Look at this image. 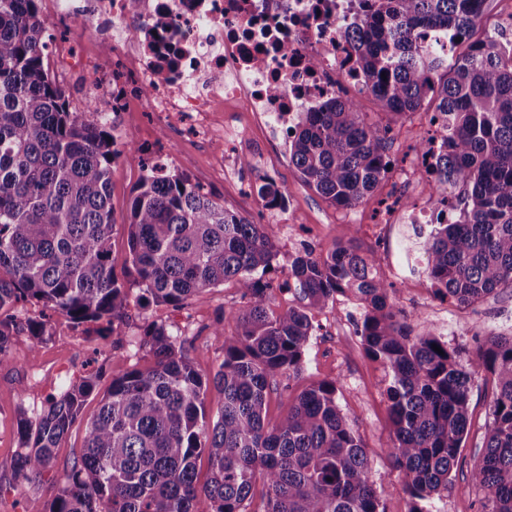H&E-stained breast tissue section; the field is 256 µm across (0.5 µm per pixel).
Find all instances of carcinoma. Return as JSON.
I'll list each match as a JSON object with an SVG mask.
<instances>
[{"mask_svg": "<svg viewBox=\"0 0 512 512\" xmlns=\"http://www.w3.org/2000/svg\"><path fill=\"white\" fill-rule=\"evenodd\" d=\"M487 0H364L356 26V65L367 90L396 120L429 104L443 121L435 164L420 173L433 190L463 188L457 220L434 225L421 242L436 296L474 304L512 284V40L475 37ZM453 36L466 48L448 56ZM48 20L39 0H0V367L25 326L36 352L51 335L44 319H19L40 303L74 324L124 320L136 300L182 307L193 295L235 281L242 308L213 377L194 367L178 333L146 323L137 340L155 362L112 375L86 422L80 457L57 494L26 512H250L256 481L265 512H382L358 430L337 402L338 379L298 394L276 424L266 422L275 387L288 391L310 337L311 312L353 298L357 335L385 370L390 454L403 471L409 512H430L433 495L455 485L470 426L475 379L495 377L485 449L470 470L487 491L481 512H512V334L451 344L435 329L411 335L380 276L375 251L351 227L335 249L288 258L297 305L274 308L265 275L278 251L262 224L224 208L181 173L141 159L127 215V280L113 272L112 150L107 121L71 109L44 50ZM390 127L336 97L294 126L289 153L304 182L332 205L353 209L386 177ZM257 193L284 208L272 181ZM440 347L441 352L434 351ZM89 374L17 418L15 469L28 480L54 466L56 448L96 391ZM224 396L207 419L209 387ZM210 476L197 483V461Z\"/></svg>", "mask_w": 512, "mask_h": 512, "instance_id": "cac0c4a2", "label": "carcinoma"}]
</instances>
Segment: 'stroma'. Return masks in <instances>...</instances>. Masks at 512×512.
<instances>
[{"label":"stroma","instance_id":"35a3bbf8","mask_svg":"<svg viewBox=\"0 0 512 512\" xmlns=\"http://www.w3.org/2000/svg\"><path fill=\"white\" fill-rule=\"evenodd\" d=\"M89 72L62 80L61 86L72 108L83 109L94 82L89 73L100 63H109L113 81L130 83L125 60L114 55L108 43L87 46ZM235 126L239 138L222 137L224 126ZM215 134L204 140L198 137L193 121L167 125L156 113L138 102H131L118 129L119 142H132V149L121 150L113 164L112 267L117 277H124L128 267V250L124 223L132 190L140 177L141 151L170 153L175 157L174 171L188 176L223 202L225 208L238 212L257 223L272 228L278 250V265L270 273L274 281L288 275V258L302 246L315 255L331 251L341 237L344 225H353L358 238L375 248L376 264L388 282L397 289L396 299L412 333L429 327L439 328L445 340L457 343L473 335L512 332V287L498 289L494 295L471 306H457L436 297L426 275L410 271L408 260L414 259L411 247L420 227L416 224H392L383 218L386 208L399 211L405 206L424 203V194L406 198L403 185L419 186L413 165L418 144L429 135L425 111L409 114L392 126L390 154L394 167L375 192L357 207L345 210L331 205L303 181L282 145L286 132L266 139L246 113L228 112L212 121ZM272 180L287 191L284 209L269 212L256 193L259 185ZM240 288L236 282L204 291L176 309L153 303L147 307L131 306L123 323L107 336H99L94 323L74 325L59 314H52V334L38 352H31L32 339L26 331L13 338L10 362L0 367V512H25L30 501L47 502L63 481V475L79 457L85 432V418L97 410L113 372L135 364L146 368L154 363L148 350L136 348L133 341L139 325L156 321L171 325L186 338L190 357L197 371L213 375L222 357L226 336L232 326L223 325L226 313L240 306ZM361 309L354 300L340 296L334 304L314 310L318 326L305 355L301 375L291 380L287 392L272 393L268 405V422H277L288 405L304 387L323 379H341L337 395L343 412L353 421L370 458L373 479L384 512H409L410 499L401 489L402 473L387 451L391 436L389 403L383 393L384 369L369 358L355 333ZM223 335H215L216 326ZM99 374L97 392L57 451L54 467L40 479L27 481L18 476L14 458L18 445L17 416L40 413L48 394L87 374ZM495 381L484 373L475 379L470 396L471 425L461 450L463 472L452 491L441 492L433 512H479L484 490L471 485L465 477L483 454L485 424Z\"/></svg>","mask_w":512,"mask_h":512}]
</instances>
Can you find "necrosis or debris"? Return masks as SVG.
<instances>
[{
	"instance_id": "necrosis-or-debris-1",
	"label": "necrosis or debris",
	"mask_w": 512,
	"mask_h": 512,
	"mask_svg": "<svg viewBox=\"0 0 512 512\" xmlns=\"http://www.w3.org/2000/svg\"><path fill=\"white\" fill-rule=\"evenodd\" d=\"M52 20L79 27L85 40L108 33L133 53L134 85L145 108L170 118L211 113L232 103L264 129L292 123L331 98L363 95L365 80L343 32L358 0H49ZM176 50L173 70L158 71L150 44L157 16Z\"/></svg>"
}]
</instances>
